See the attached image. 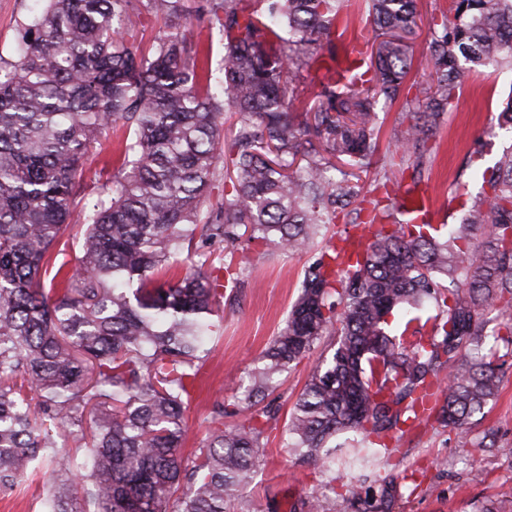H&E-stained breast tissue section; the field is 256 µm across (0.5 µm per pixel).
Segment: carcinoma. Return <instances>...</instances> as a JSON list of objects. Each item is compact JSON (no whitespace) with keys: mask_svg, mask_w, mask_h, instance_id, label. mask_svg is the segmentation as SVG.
<instances>
[{"mask_svg":"<svg viewBox=\"0 0 512 512\" xmlns=\"http://www.w3.org/2000/svg\"><path fill=\"white\" fill-rule=\"evenodd\" d=\"M45 2L0 75V489L52 453L62 483L45 490L48 512L86 498L95 512H227L275 414L226 426L219 403L194 456L178 448L206 340L223 329L211 316L252 243L321 252L248 390L264 400L332 337L288 418L295 455L331 473L342 454L354 494L412 429L468 434L499 391L486 338L512 347V148L447 233L403 219L390 193L424 181L433 130L476 66L512 71V0H451L431 17L427 84L407 83L416 0H364L378 34L342 61L333 36L350 0H203L207 38L194 40L185 0ZM312 63L322 88L294 109ZM381 99L404 112L379 163ZM109 129L117 175L89 204V152ZM341 220L363 234L326 236ZM76 225L79 254L57 266ZM427 304L410 335L386 331L394 311ZM62 436L86 475L71 478Z\"/></svg>","mask_w":512,"mask_h":512,"instance_id":"cac0c4a2","label":"carcinoma"}]
</instances>
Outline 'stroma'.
<instances>
[{
    "label": "stroma",
    "mask_w": 512,
    "mask_h": 512,
    "mask_svg": "<svg viewBox=\"0 0 512 512\" xmlns=\"http://www.w3.org/2000/svg\"><path fill=\"white\" fill-rule=\"evenodd\" d=\"M41 6V0H0V65L16 57L18 23ZM511 93V71L479 68L435 131V152L422 187L431 196L436 223L458 224L463 191L479 187L474 170L465 166L469 151L481 147L484 162L490 165L512 146V134L497 126L499 102ZM246 254L240 288L225 291L220 302L224 331L208 343L210 354L186 410V456L200 448L216 403L233 407L236 419L247 416L243 391L248 373L284 327L304 272L319 257L315 250L291 254L256 246ZM317 359V354H310L283 375L284 384L273 401L281 427L270 434L252 483L240 493L252 512H290L296 502L326 505L334 498L341 512H369L388 477L396 485L388 512H481L489 503L499 512H512V353L505 357L498 396L467 438L434 422L421 426L389 462L378 466L359 495L346 492L339 498L313 462L297 459L286 448L283 425ZM53 476L50 460L36 461L25 482L0 491V512H44L42 492Z\"/></svg>",
    "instance_id": "stroma-1"
}]
</instances>
